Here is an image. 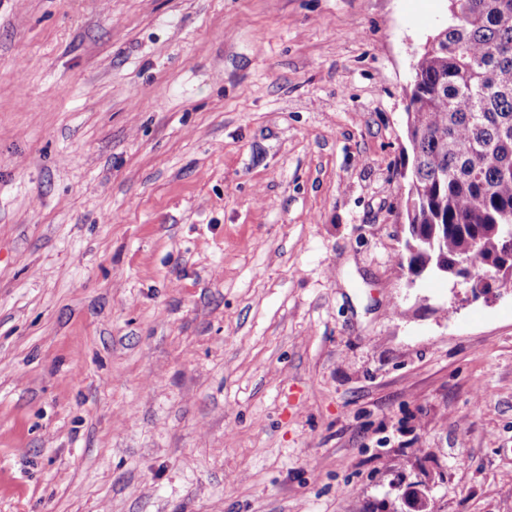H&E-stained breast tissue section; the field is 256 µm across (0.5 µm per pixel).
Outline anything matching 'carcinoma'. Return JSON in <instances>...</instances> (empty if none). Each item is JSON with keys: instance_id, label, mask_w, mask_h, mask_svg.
Segmentation results:
<instances>
[{"instance_id": "carcinoma-1", "label": "carcinoma", "mask_w": 512, "mask_h": 512, "mask_svg": "<svg viewBox=\"0 0 512 512\" xmlns=\"http://www.w3.org/2000/svg\"><path fill=\"white\" fill-rule=\"evenodd\" d=\"M409 265L494 278L512 239V0H450L406 112Z\"/></svg>"}]
</instances>
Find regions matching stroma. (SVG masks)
<instances>
[{
	"mask_svg": "<svg viewBox=\"0 0 512 512\" xmlns=\"http://www.w3.org/2000/svg\"><path fill=\"white\" fill-rule=\"evenodd\" d=\"M448 0H0V512H512V291L410 280Z\"/></svg>",
	"mask_w": 512,
	"mask_h": 512,
	"instance_id": "obj_1",
	"label": "stroma"
}]
</instances>
